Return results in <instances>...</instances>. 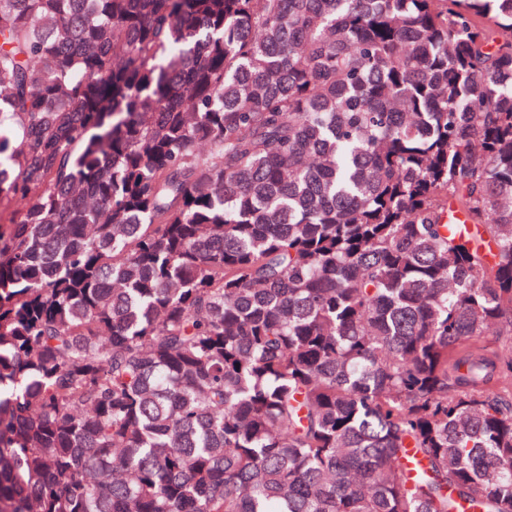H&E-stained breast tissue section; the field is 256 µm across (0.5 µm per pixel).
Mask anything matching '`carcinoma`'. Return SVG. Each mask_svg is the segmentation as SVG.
Here are the masks:
<instances>
[{
	"label": "carcinoma",
	"mask_w": 512,
	"mask_h": 512,
	"mask_svg": "<svg viewBox=\"0 0 512 512\" xmlns=\"http://www.w3.org/2000/svg\"><path fill=\"white\" fill-rule=\"evenodd\" d=\"M0 512H512V0H0Z\"/></svg>",
	"instance_id": "1"
}]
</instances>
